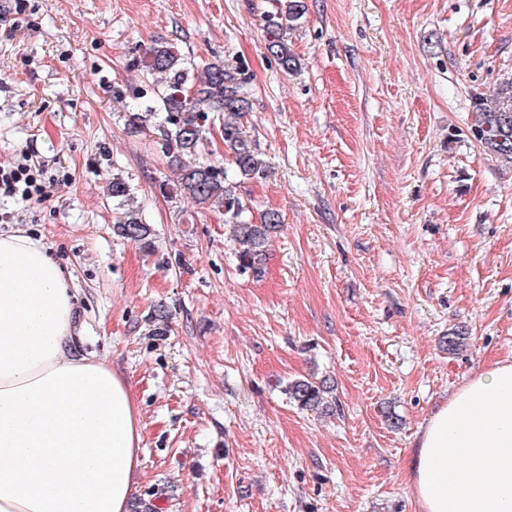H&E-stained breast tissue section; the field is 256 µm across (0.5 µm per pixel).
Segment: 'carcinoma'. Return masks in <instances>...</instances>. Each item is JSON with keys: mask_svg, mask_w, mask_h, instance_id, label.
Returning <instances> with one entry per match:
<instances>
[{"mask_svg": "<svg viewBox=\"0 0 512 512\" xmlns=\"http://www.w3.org/2000/svg\"><path fill=\"white\" fill-rule=\"evenodd\" d=\"M274 9L263 15L267 50L280 69L295 72L301 60L288 45V30L304 14L302 0H275ZM141 72V84L132 89L141 111L129 116L132 133L154 130L167 164L176 168L173 185L158 182L161 193L185 199L198 209L224 211L230 241L241 272L258 281L265 275L270 243L283 223L275 209H264L253 219V206L240 193L241 184L267 177L262 153L247 132L244 118L250 111L252 79L243 64L221 60L190 64L169 42H155L134 59ZM512 99L502 88L493 94L473 97L474 138L505 162H512V104L502 105L500 96ZM218 125L227 164L216 165L200 159L209 125ZM107 195L116 202V233L151 247L152 228L142 216L141 206L129 179L112 174ZM288 399L302 409L328 408L331 387L324 380L295 379L284 388Z\"/></svg>", "mask_w": 512, "mask_h": 512, "instance_id": "1", "label": "carcinoma"}]
</instances>
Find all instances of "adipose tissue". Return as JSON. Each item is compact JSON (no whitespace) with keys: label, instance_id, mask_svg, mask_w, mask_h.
Segmentation results:
<instances>
[{"label":"adipose tissue","instance_id":"ef3b65f1","mask_svg":"<svg viewBox=\"0 0 512 512\" xmlns=\"http://www.w3.org/2000/svg\"><path fill=\"white\" fill-rule=\"evenodd\" d=\"M81 302L40 241L0 233V512H131L142 421L126 378L81 348ZM420 512H512V362L422 425Z\"/></svg>","mask_w":512,"mask_h":512}]
</instances>
